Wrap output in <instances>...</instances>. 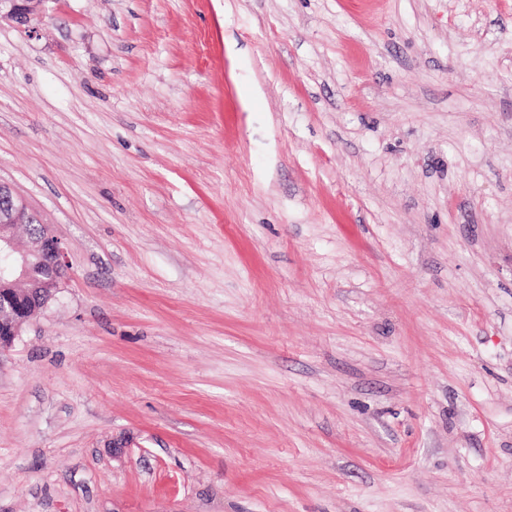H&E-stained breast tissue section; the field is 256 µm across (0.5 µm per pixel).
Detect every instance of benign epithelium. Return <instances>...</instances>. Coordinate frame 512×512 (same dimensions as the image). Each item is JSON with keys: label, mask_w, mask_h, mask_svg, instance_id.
Returning a JSON list of instances; mask_svg holds the SVG:
<instances>
[{"label": "benign epithelium", "mask_w": 512, "mask_h": 512, "mask_svg": "<svg viewBox=\"0 0 512 512\" xmlns=\"http://www.w3.org/2000/svg\"><path fill=\"white\" fill-rule=\"evenodd\" d=\"M41 0H0V19L30 24ZM37 224L26 202L0 182V253L11 257L0 272V351L12 346L24 325L37 317L66 279L67 266L61 243L44 224L30 235L29 248L16 247L13 229Z\"/></svg>", "instance_id": "benign-epithelium-1"}]
</instances>
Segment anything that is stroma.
<instances>
[{"label":"stroma","mask_w":512,"mask_h":512,"mask_svg":"<svg viewBox=\"0 0 512 512\" xmlns=\"http://www.w3.org/2000/svg\"><path fill=\"white\" fill-rule=\"evenodd\" d=\"M0 182V512H512V0H44ZM39 223L26 202L0 182V253L11 257L7 272L0 258V351L12 346L24 325L37 317L66 279L67 266L61 243ZM16 224L38 226L28 249L16 247Z\"/></svg>","instance_id":"1"}]
</instances>
